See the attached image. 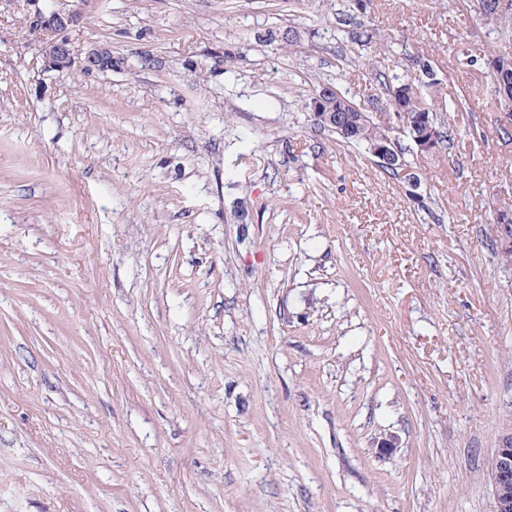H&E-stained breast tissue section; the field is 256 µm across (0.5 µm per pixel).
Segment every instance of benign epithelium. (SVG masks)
Returning <instances> with one entry per match:
<instances>
[{
    "label": "benign epithelium",
    "mask_w": 512,
    "mask_h": 512,
    "mask_svg": "<svg viewBox=\"0 0 512 512\" xmlns=\"http://www.w3.org/2000/svg\"><path fill=\"white\" fill-rule=\"evenodd\" d=\"M79 20L75 12L38 10L32 24L47 35L41 49L42 66L46 71L59 74L65 67L79 63L87 71L112 69V51L106 47L89 52L84 59L75 53L68 32ZM494 235L501 250H512V226L493 224ZM492 484L493 512H512V424L498 435L492 462L488 468Z\"/></svg>",
    "instance_id": "7a95c632"
}]
</instances>
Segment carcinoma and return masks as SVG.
<instances>
[{"mask_svg":"<svg viewBox=\"0 0 512 512\" xmlns=\"http://www.w3.org/2000/svg\"><path fill=\"white\" fill-rule=\"evenodd\" d=\"M371 0H353L352 10L336 16V29L347 34L348 38L361 47H369L377 39L376 32L364 27L358 14L365 11ZM482 13L498 16L504 20L505 28L512 27V0H481ZM498 61L494 71H488L495 84V97L491 106L505 119L500 132L507 135L512 127V55L507 52L491 53L486 61ZM406 70L412 75L385 76L379 82L378 92L368 97V101L378 107L387 105V111L396 112L399 118L388 126L379 120L374 112L360 108L347 95L332 91L330 102L333 112L343 117L346 130L330 123L318 122L321 127L335 133L346 144H354L371 151L374 144L386 140L397 142L394 133H405L412 145L432 125L437 129L438 148H444L446 134L438 122V92L442 90V80L438 77L432 60L416 55L410 60Z\"/></svg>","mask_w":512,"mask_h":512,"instance_id":"1","label":"carcinoma"}]
</instances>
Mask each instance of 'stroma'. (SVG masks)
I'll list each match as a JSON object with an SVG mask.
<instances>
[{
  "instance_id": "1",
  "label": "stroma",
  "mask_w": 512,
  "mask_h": 512,
  "mask_svg": "<svg viewBox=\"0 0 512 512\" xmlns=\"http://www.w3.org/2000/svg\"><path fill=\"white\" fill-rule=\"evenodd\" d=\"M49 2L112 68L42 70L0 0V512H493L503 22L372 0L369 68L352 0ZM418 53L468 108L414 194L306 103L363 104ZM372 0H353L351 12L340 13L336 16V29L347 34L348 38L361 47L370 48L373 40H378L376 32L364 27L358 19V13H363Z\"/></svg>"
}]
</instances>
